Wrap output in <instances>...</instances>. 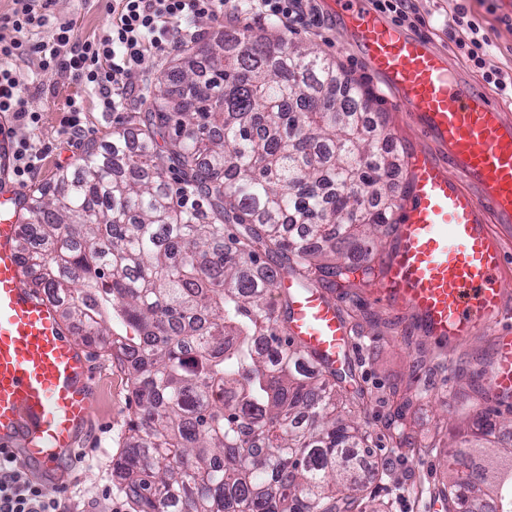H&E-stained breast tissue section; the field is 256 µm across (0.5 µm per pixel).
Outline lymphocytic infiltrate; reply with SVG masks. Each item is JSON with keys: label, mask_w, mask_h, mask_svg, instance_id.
<instances>
[{"label": "lymphocytic infiltrate", "mask_w": 512, "mask_h": 512, "mask_svg": "<svg viewBox=\"0 0 512 512\" xmlns=\"http://www.w3.org/2000/svg\"><path fill=\"white\" fill-rule=\"evenodd\" d=\"M54 0H14L12 35L0 34V112L11 113L26 125L39 122L28 108L27 86L6 60L36 56L42 69L60 68L85 84L97 87L103 111L121 112L129 91L119 79L140 66L148 50L161 53L181 49L196 35L193 20L248 9L274 20L284 31L299 24H318L322 17L317 0H119L108 33L71 43L73 24L61 22L52 43L22 40L21 32L43 26ZM0 512H69L62 498L48 496L42 484L18 470L11 453L0 454Z\"/></svg>", "instance_id": "obj_1"}]
</instances>
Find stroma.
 <instances>
[{
    "mask_svg": "<svg viewBox=\"0 0 512 512\" xmlns=\"http://www.w3.org/2000/svg\"><path fill=\"white\" fill-rule=\"evenodd\" d=\"M419 17L412 32L447 53L454 71L465 78L480 80L481 72L461 55L457 40L466 38L465 27L455 23L457 12L479 26L489 39L487 62L512 74V0H412ZM114 0H55L50 23L33 28L34 41L52 42L55 25L69 21L74 26V42L103 36L112 23ZM324 16L321 26L298 29L290 40L307 46L320 56L335 58L349 79L369 90L374 102L372 117L378 118L392 134L399 155H407L420 139L393 97L362 60L349 34L341 27L328 0H318ZM265 22L253 14L234 17H203L193 30L198 43L215 36H233L243 29H265ZM173 55L147 54L142 65L123 77L134 95L124 112L113 116L102 111L97 89L76 81L69 73L41 70L29 59L10 61L28 86V106L40 114L38 125H18V138L44 147L36 171L21 183L23 194L52 183L63 168H74L88 149L104 147L116 127L125 125L131 113L147 112L157 79L172 64ZM81 104L84 137L70 139L66 133L70 101ZM335 297L342 308L359 322L353 328V347L337 363L347 372L348 392L363 391L366 402L355 418L372 436L371 463H382L386 471L376 485L377 501H385L391 512H444L434 489L446 479L441 450L443 443L458 433L472 432L482 415L499 406L482 399L492 370L491 335L481 333L464 345L438 344L426 336L408 313H397L373 302L363 288H342ZM87 352L94 372L95 402L91 423L79 442L87 457L79 465L63 464L51 475H41L42 484L62 487L78 512H134V506L112 482V457L123 448L128 422L135 402L127 370L114 362L110 352L91 346ZM412 390L408 417L430 453L415 456L391 448L385 423L394 410V388ZM451 398L443 406L441 395Z\"/></svg>",
    "mask_w": 512,
    "mask_h": 512,
    "instance_id": "obj_1",
    "label": "stroma"
}]
</instances>
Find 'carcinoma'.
I'll return each mask as SVG.
<instances>
[{"label":"carcinoma","mask_w":512,"mask_h":512,"mask_svg":"<svg viewBox=\"0 0 512 512\" xmlns=\"http://www.w3.org/2000/svg\"><path fill=\"white\" fill-rule=\"evenodd\" d=\"M368 112L335 61L244 32L186 50L148 112L27 202L22 265L128 370L112 476L136 512H377L370 434L342 417L336 367L290 339L280 284L375 278L369 257L336 263L337 245L389 233L398 205L402 165ZM388 426L425 452L403 409ZM495 427L446 446V512H512V448L482 442Z\"/></svg>","instance_id":"1"}]
</instances>
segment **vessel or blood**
<instances>
[{
  "label": "vessel or blood",
  "mask_w": 512,
  "mask_h": 512,
  "mask_svg": "<svg viewBox=\"0 0 512 512\" xmlns=\"http://www.w3.org/2000/svg\"><path fill=\"white\" fill-rule=\"evenodd\" d=\"M335 10L368 68L394 91L424 142L406 161L409 194L394 215L396 244L369 293L407 311L435 343L493 333L489 388L512 400V292L494 224H512V118L475 83L455 77L447 56L386 20L366 0ZM14 140L0 117V447L22 470L74 459L94 403L91 363L58 310L27 283L19 261L21 193L11 178ZM443 155L435 161L426 143ZM292 336L330 362L350 347L338 302L288 280Z\"/></svg>",
  "instance_id": "vessel-or-blood-1"
}]
</instances>
